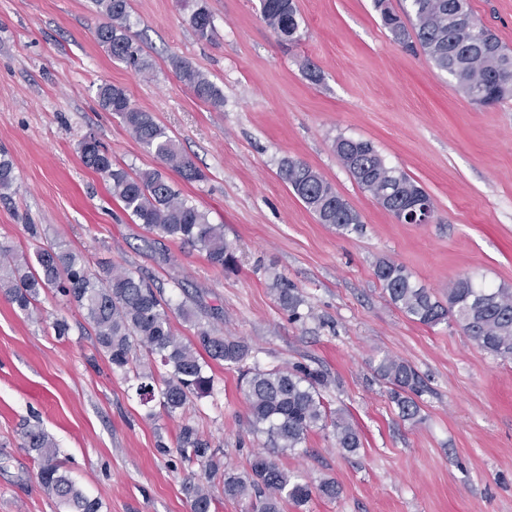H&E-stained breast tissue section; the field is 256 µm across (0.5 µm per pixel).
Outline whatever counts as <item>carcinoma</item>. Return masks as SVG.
<instances>
[{
    "label": "carcinoma",
    "instance_id": "cac0c4a2",
    "mask_svg": "<svg viewBox=\"0 0 512 512\" xmlns=\"http://www.w3.org/2000/svg\"><path fill=\"white\" fill-rule=\"evenodd\" d=\"M462 2L468 0H411L410 22L389 6H384L381 18L395 42L411 50L421 49L463 92L481 79L489 103H499L512 97V86L495 83L493 78L512 70V53L483 25L479 44L467 25L448 23ZM92 3L103 18L95 31L98 42L113 58L135 71H149L148 56L131 33L130 0ZM184 3L191 10L189 24L195 34L201 39L210 38L214 26L205 0ZM260 14L277 34L298 26L297 7L292 0H260ZM172 67L198 98L215 106L224 104L221 89L205 74L180 59L172 60ZM97 98L102 110L120 117L129 133L184 181L203 180L204 174L183 155L166 127L151 113L132 104L124 89L104 84L99 86ZM78 149L83 163L109 182L111 193L135 223L160 238L197 248L214 266L233 267V253L224 242V226L210 223L206 212L185 198L161 171L126 168L115 162L92 136L84 138ZM335 151L360 188L388 212L417 198H429L404 171L388 165L370 142L340 137ZM280 176L319 223L329 224L341 233L362 230L361 215L306 162L283 159ZM15 183L14 161L8 151L0 148V196L10 194ZM26 228L34 241L32 252L0 245V294L27 314L38 309L40 296L47 291L82 309L112 370L131 374L137 381L136 394L143 405L155 401L168 417L183 413L193 400L212 394L215 376L211 363L216 362L242 370L247 426L250 432L265 436L270 447L281 452L293 450L301 447L312 431L329 429L336 447L349 453L360 448L357 430L342 414L327 410L323 402L321 388L327 384L323 372L298 363L245 370L243 365L250 356L245 342L221 335L185 302L173 303L139 271L108 267L95 273L89 270L81 253L43 236L35 224ZM374 275L389 300L411 320L433 327L452 318L481 349L512 360V292L508 289L479 284L464 276L448 289V300L443 302L417 285L406 267L394 261H379ZM272 287L288 316L302 318L303 299L298 289L277 274ZM173 313L193 327V338L184 340L174 334ZM156 362L166 368L165 374L158 376L152 371L151 364ZM376 371L390 385V399L401 417L415 419L420 412L418 398L424 392L417 370L385 355L378 361ZM23 438L25 446L41 461V486L55 499L61 512H101L99 499L78 487L56 461V444L42 427L26 426ZM157 450L163 455L174 454L183 463L198 465L208 481L222 480L224 495L249 500L251 512H282L283 503L301 506L315 493L330 501L339 495L336 481L325 479L314 487L262 453L253 455L248 471L238 473L224 466V450L215 447L188 422L180 427L175 448L161 441ZM187 495L191 512H214L213 498L204 484L189 485Z\"/></svg>",
    "mask_w": 512,
    "mask_h": 512
}]
</instances>
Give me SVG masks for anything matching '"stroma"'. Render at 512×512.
I'll use <instances>...</instances> for the list:
<instances>
[{
  "label": "stroma",
  "mask_w": 512,
  "mask_h": 512,
  "mask_svg": "<svg viewBox=\"0 0 512 512\" xmlns=\"http://www.w3.org/2000/svg\"><path fill=\"white\" fill-rule=\"evenodd\" d=\"M211 39L198 38L179 0H131V25L153 64L139 73L95 38L91 0H0V147L18 180L0 198V244L29 250L27 225L82 250L93 271L143 272L174 302L191 297L221 334L243 340L248 366L301 363L325 372L328 409L357 428L349 455L332 434L274 454L315 496L283 512H512V362L481 349L455 323L410 320L383 293L378 261L404 265L439 299L470 276L512 288V97L473 104L422 52L394 42L374 0H296L301 39L287 45L262 21L259 0H206ZM474 17L512 50V0H469ZM181 58L224 94L213 107L175 74ZM123 88L152 112L205 174L187 183L101 110V84ZM95 136L134 169H162L223 225L236 257L227 272L195 248L149 243L86 168L78 143ZM370 142L431 196L430 223L402 224L362 190L334 151L337 137ZM318 170L364 222L342 234L318 223L280 179L281 159ZM168 263H161V256ZM304 299L294 321L272 274ZM181 288H173V281ZM65 319L56 336L54 318ZM412 365L427 389L417 418L400 417L376 374L382 356ZM216 389L183 416H149L122 373L97 350L83 314L45 294L20 312L0 296V512H58L40 485L22 428L40 422L69 475L102 512H190L183 491L201 469L160 455L190 421L249 469L265 437L246 426L240 372L215 367Z\"/></svg>",
  "instance_id": "35a3bbf8"
}]
</instances>
